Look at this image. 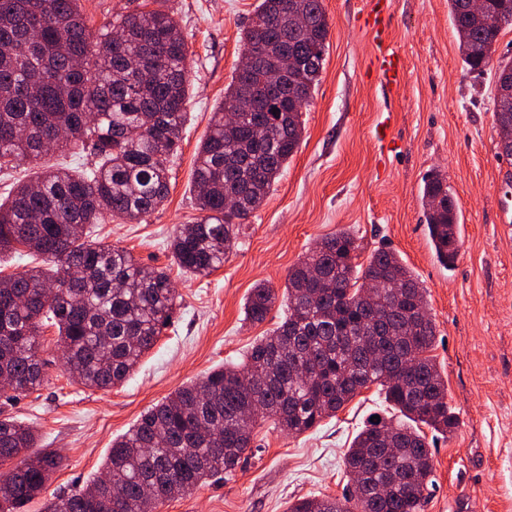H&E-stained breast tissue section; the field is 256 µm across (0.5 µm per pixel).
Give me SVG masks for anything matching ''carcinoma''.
I'll use <instances>...</instances> for the list:
<instances>
[{
    "instance_id": "obj_1",
    "label": "carcinoma",
    "mask_w": 512,
    "mask_h": 512,
    "mask_svg": "<svg viewBox=\"0 0 512 512\" xmlns=\"http://www.w3.org/2000/svg\"><path fill=\"white\" fill-rule=\"evenodd\" d=\"M464 66L483 70L482 51L512 26V0H448ZM242 37V55L285 42L300 94L265 99L236 123L228 105L261 95L277 59L234 70L224 103L201 142L193 185L200 217L170 240L173 264L208 276L237 247L235 210L259 209L301 142L302 112L320 82L329 19L322 0H261ZM189 49L163 9L116 14L99 25L80 0H0V171L34 175L0 201V258L25 248L47 267L0 274V374L20 397L47 382L40 336L57 328L66 370L89 389L124 383L156 344L178 301L167 269L89 239L104 217L139 224L169 194L190 96ZM495 123L512 126V92L495 81ZM84 154L76 171L45 167L50 153ZM430 242L444 265L457 257L458 206L434 172L420 191ZM357 240L326 236L288 270L287 312L239 364L207 372L144 412L112 440L94 477L45 502L43 512H156L215 476L232 474L252 451L253 432L272 420L299 436L317 428L360 391L381 388L391 415L367 422L343 464L354 490L305 497L287 512H424L434 464L424 429L450 437L459 420L430 352L437 327L426 289L388 248L359 263ZM278 293L252 289L251 323L266 320ZM0 387V392L6 390ZM37 447L32 427L0 415V512H27L60 466L55 448Z\"/></svg>"
}]
</instances>
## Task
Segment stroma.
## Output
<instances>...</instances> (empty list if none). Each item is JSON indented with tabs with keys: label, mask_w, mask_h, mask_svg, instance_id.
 <instances>
[{
	"label": "stroma",
	"mask_w": 512,
	"mask_h": 512,
	"mask_svg": "<svg viewBox=\"0 0 512 512\" xmlns=\"http://www.w3.org/2000/svg\"><path fill=\"white\" fill-rule=\"evenodd\" d=\"M259 0H164L186 38L191 96L168 199L145 222L94 225L90 238L167 268L179 299L170 325L123 385L96 390L62 364L55 328H45L49 380L0 409L33 425L43 448L64 463L48 493H63L99 472L116 437L179 387L243 360L281 322L276 302L265 322L245 319L257 283L284 290L288 270L322 238L350 232L365 251L395 250L423 282L438 336L433 355L448 381L459 425L434 437L435 485L425 512H512V160L498 157L494 72L468 71L448 0H394L392 43L405 76L390 89L371 77L372 47L358 18L365 0H323L330 35L320 83L303 114L304 133L264 205L250 217L237 249L205 277L173 265L175 229L195 221L197 148L240 62L239 37ZM392 120L395 149L375 138ZM434 170L458 203L460 250L442 265L430 243L420 189ZM385 411L382 393L362 390L335 417L291 437L263 423L257 451L233 476L161 504L158 512H285L289 501L342 497L344 453L364 423Z\"/></svg>",
	"instance_id": "1"
}]
</instances>
